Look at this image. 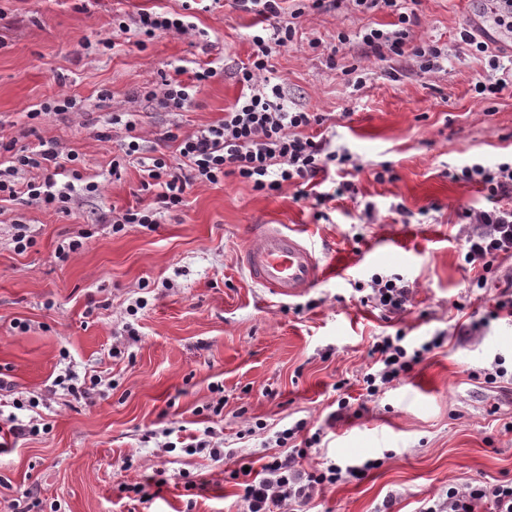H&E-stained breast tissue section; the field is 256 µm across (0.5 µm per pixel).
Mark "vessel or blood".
<instances>
[{"label": "vessel or blood", "mask_w": 512, "mask_h": 512, "mask_svg": "<svg viewBox=\"0 0 512 512\" xmlns=\"http://www.w3.org/2000/svg\"><path fill=\"white\" fill-rule=\"evenodd\" d=\"M241 259L255 284L281 295L313 287L324 276L313 247L281 224L250 226Z\"/></svg>", "instance_id": "b4317fda"}]
</instances>
